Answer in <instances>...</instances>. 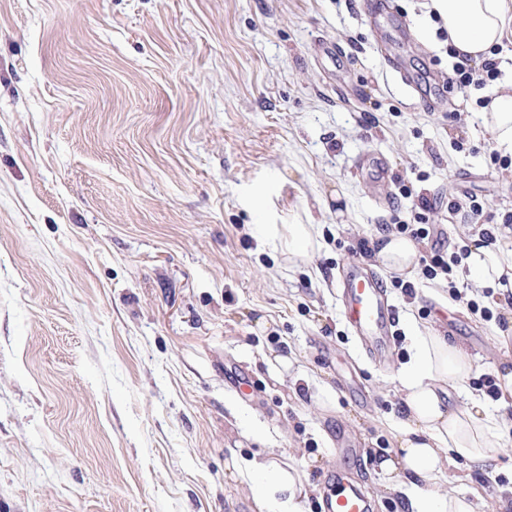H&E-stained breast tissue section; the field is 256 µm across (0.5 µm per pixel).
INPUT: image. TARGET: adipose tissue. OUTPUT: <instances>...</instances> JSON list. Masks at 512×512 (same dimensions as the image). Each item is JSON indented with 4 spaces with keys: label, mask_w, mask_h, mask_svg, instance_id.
<instances>
[{
    "label": "adipose tissue",
    "mask_w": 512,
    "mask_h": 512,
    "mask_svg": "<svg viewBox=\"0 0 512 512\" xmlns=\"http://www.w3.org/2000/svg\"><path fill=\"white\" fill-rule=\"evenodd\" d=\"M426 11L436 12L448 33V43L460 60L482 66L493 47L502 45L512 0H426ZM476 117L490 130L499 150L512 154V77L491 93ZM281 247L289 262H306L320 248L312 224H287ZM373 255L399 277L414 270L418 245L399 234L380 231L372 240ZM467 262L474 287L499 289L500 306L512 332V249L480 236L470 238ZM409 360L398 371L400 428L395 451L379 462L386 475L401 478L409 490L405 512H487L467 496L438 490L447 471H482L506 455L502 431L512 422V358H503L496 370V401L472 394L465 406L449 399V387L462 384L473 372L468 349L440 328L411 324ZM233 471L254 484L258 505H274L275 512H298L297 477L292 470L265 460L233 461Z\"/></svg>",
    "instance_id": "obj_1"
}]
</instances>
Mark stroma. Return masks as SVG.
Returning <instances> with one entry per match:
<instances>
[{
  "label": "stroma",
  "mask_w": 512,
  "mask_h": 512,
  "mask_svg": "<svg viewBox=\"0 0 512 512\" xmlns=\"http://www.w3.org/2000/svg\"><path fill=\"white\" fill-rule=\"evenodd\" d=\"M420 2L391 0L376 31L370 0H0V512H258L227 469L256 455L296 469L300 512H323L339 467L371 512H401L378 460L410 322L468 348L472 393L512 356L465 267L454 295L419 274L408 296L384 273L382 364L341 313L342 267L378 268L358 242L393 230L412 196L436 205L422 259L479 235L451 201L512 211L475 97L441 82L420 103L383 59L400 54L418 82L450 75ZM321 42L341 57L317 56ZM369 152L389 166L382 203L355 168ZM310 221L305 263L262 235ZM278 355L305 387L269 366ZM340 437L356 456H338ZM506 485V458L440 483L490 504Z\"/></svg>",
  "instance_id": "stroma-1"
}]
</instances>
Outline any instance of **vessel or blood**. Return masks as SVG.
Returning a JSON list of instances; mask_svg holds the SVG:
<instances>
[{"instance_id":"obj_1","label":"vessel or blood","mask_w":512,"mask_h":512,"mask_svg":"<svg viewBox=\"0 0 512 512\" xmlns=\"http://www.w3.org/2000/svg\"><path fill=\"white\" fill-rule=\"evenodd\" d=\"M361 172L373 189H380L388 180V168L376 155L365 158ZM340 298L344 314L353 328L363 353L379 361L389 351L390 335L395 322L394 310L378 273L350 269ZM326 512H368L365 498L343 477L332 479V489L326 499Z\"/></svg>"}]
</instances>
